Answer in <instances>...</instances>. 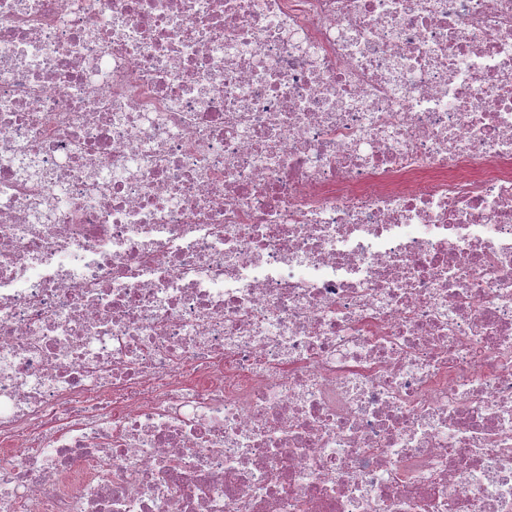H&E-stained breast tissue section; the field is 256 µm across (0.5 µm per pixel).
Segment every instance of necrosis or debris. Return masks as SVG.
<instances>
[{"label": "necrosis or debris", "mask_w": 512, "mask_h": 512, "mask_svg": "<svg viewBox=\"0 0 512 512\" xmlns=\"http://www.w3.org/2000/svg\"><path fill=\"white\" fill-rule=\"evenodd\" d=\"M0 512H512V0H0Z\"/></svg>", "instance_id": "4bbe7bcc"}]
</instances>
